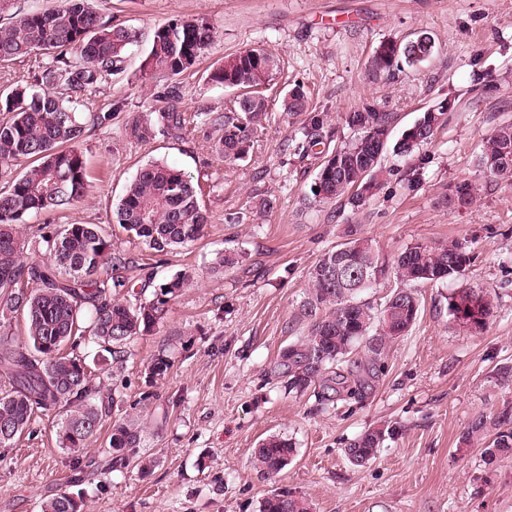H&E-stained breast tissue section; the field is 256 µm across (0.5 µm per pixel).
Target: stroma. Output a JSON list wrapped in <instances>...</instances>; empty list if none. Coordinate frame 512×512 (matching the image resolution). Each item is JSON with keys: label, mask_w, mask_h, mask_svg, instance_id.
<instances>
[{"label": "stroma", "mask_w": 512, "mask_h": 512, "mask_svg": "<svg viewBox=\"0 0 512 512\" xmlns=\"http://www.w3.org/2000/svg\"><path fill=\"white\" fill-rule=\"evenodd\" d=\"M113 21L134 27L141 43L123 73L88 94L93 112L110 122L88 126L83 139L90 188L78 203L30 215L22 226L27 257L41 258L35 228L96 224L123 257L113 276L151 294L173 275L196 281L173 301L162 326L136 337L124 361L100 377L112 399L90 446L110 457L117 422L143 427L150 474L128 468L86 471V512H259L278 490L309 500L313 512H512V458L485 462L480 445L458 438L478 413L500 410L512 386L497 370L512 364V186L485 177L476 157L496 126L512 120V0H95ZM202 15L218 37L181 78L187 110L223 111L231 93L205 82L206 67L225 55L262 47L280 59V83H304L312 106L326 116L333 145L354 136L349 112L371 106L396 116L391 135L428 109L449 104L445 126L408 158L386 150L384 176L361 206L348 198L316 202L320 160H299L285 143L302 136L305 115L272 108L247 162L228 166L209 149V131L188 140L158 137L137 144L127 120L158 108L160 82L142 81L144 46L155 29ZM426 33L436 44L427 61L390 72L373 69L384 41L404 43ZM174 165L198 181L209 215L192 246L161 254L113 222L128 182L152 161ZM470 181L473 202L452 208L450 189ZM273 207H266V200ZM373 240L394 257L411 244L462 242L473 260L456 280L419 287L421 308L394 341L380 372L361 395L321 404L296 396L271 368L279 351L307 335L301 311L308 273L349 233ZM237 249L241 262L214 276L218 252ZM482 289L492 315L479 332L448 314V296ZM159 357L170 361L163 380L149 382ZM393 425L376 457L362 467L344 455L368 429ZM292 439L296 455L281 473L255 469L259 441ZM75 456L59 447L52 418L32 425L12 447L0 448V512H40L42 501L74 476Z\"/></svg>", "instance_id": "stroma-1"}]
</instances>
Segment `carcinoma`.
Wrapping results in <instances>:
<instances>
[{
	"label": "carcinoma",
	"instance_id": "1",
	"mask_svg": "<svg viewBox=\"0 0 512 512\" xmlns=\"http://www.w3.org/2000/svg\"><path fill=\"white\" fill-rule=\"evenodd\" d=\"M215 39L214 27L202 16L174 20L155 29L141 60L144 78L167 81L159 98L164 106L138 114L127 122L126 136L147 143L157 136L184 140L206 122L217 132L212 151L229 165L246 160L250 138L268 118V90L280 72L278 57L264 48L227 56L207 69L205 81L234 89L238 94L222 112L183 107L178 77L192 70ZM138 31L103 19L92 0H59L52 10H32L0 25V62L24 63L32 56L49 59L32 76L21 75L0 89V448H7L36 419L52 413L61 448L83 452L101 428L103 410L96 402L100 384L82 359L63 353L90 339L111 358L119 360L131 339L159 327L172 302L193 284L190 273L160 283L149 298L130 294L124 280L112 277V241L97 224H66L44 234V258L29 260L19 227L31 214L64 209L82 200L89 189L86 161L79 144L87 124L102 125L110 112L83 115L84 97L97 84L123 71ZM434 40L419 35L403 45L383 42L373 65L388 72L396 60L409 67L430 58ZM284 112L309 114L294 154L307 158L314 148L331 139L325 116L310 107L301 84L282 98ZM441 105L401 133L394 152L408 157L433 140L447 121ZM396 116L372 107L350 112L346 123L358 136L325 152L314 192L318 201L333 203L350 195L352 203L366 201L384 170L381 156L387 149ZM29 161L19 173L14 167ZM489 177L512 184V122L499 125L478 158ZM477 187L463 183L448 194V206L472 203ZM201 188L182 170L165 162H150L137 172L113 210V222L134 234L157 253L187 247L204 233L208 216L199 195ZM471 263L463 243L430 245L418 242L392 259L380 254L366 237H353L325 252L311 267L308 294L302 311L310 321L308 335L280 351L274 370L286 378L288 389L303 394L317 390L327 405L346 394L355 396L375 378L378 363L397 338L415 324L420 298L416 286L446 282ZM392 274L400 282L380 307L363 298L379 278ZM453 320L472 331L483 330L491 303L481 290L461 288L448 296ZM22 316L26 344L9 338L13 318ZM366 359L350 376L336 371L357 346ZM78 442L66 443L69 433ZM396 428L380 426L365 431L344 449L348 461L364 466L375 458ZM483 445L492 461L512 456V405L496 413L479 414L468 425L461 444ZM141 430L115 424L110 436L112 466L104 472L150 464L140 456ZM295 454L293 442L273 435L256 449L254 462L269 476L285 469ZM83 498L63 490L41 505V512H82ZM260 512H310L302 497L276 491L265 498Z\"/></svg>",
	"mask_w": 512,
	"mask_h": 512
}]
</instances>
